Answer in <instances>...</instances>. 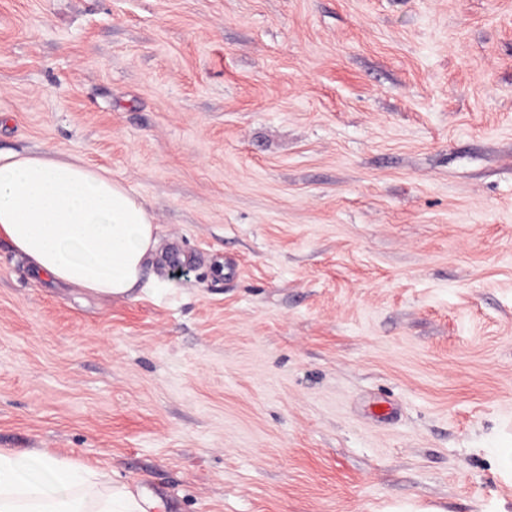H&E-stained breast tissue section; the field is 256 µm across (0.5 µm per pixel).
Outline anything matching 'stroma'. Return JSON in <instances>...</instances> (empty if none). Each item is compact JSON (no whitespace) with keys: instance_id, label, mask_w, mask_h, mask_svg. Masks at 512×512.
Here are the masks:
<instances>
[{"instance_id":"1","label":"stroma","mask_w":512,"mask_h":512,"mask_svg":"<svg viewBox=\"0 0 512 512\" xmlns=\"http://www.w3.org/2000/svg\"><path fill=\"white\" fill-rule=\"evenodd\" d=\"M0 150L142 198L128 298L0 238V448L163 512H512V0H0Z\"/></svg>"}]
</instances>
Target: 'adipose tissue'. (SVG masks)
<instances>
[{
	"instance_id": "ef3b65f1",
	"label": "adipose tissue",
	"mask_w": 512,
	"mask_h": 512,
	"mask_svg": "<svg viewBox=\"0 0 512 512\" xmlns=\"http://www.w3.org/2000/svg\"><path fill=\"white\" fill-rule=\"evenodd\" d=\"M35 275L87 294L127 297L158 236L145 203L81 160L0 153V237ZM98 468L37 451L0 450V512H156L159 501Z\"/></svg>"
}]
</instances>
